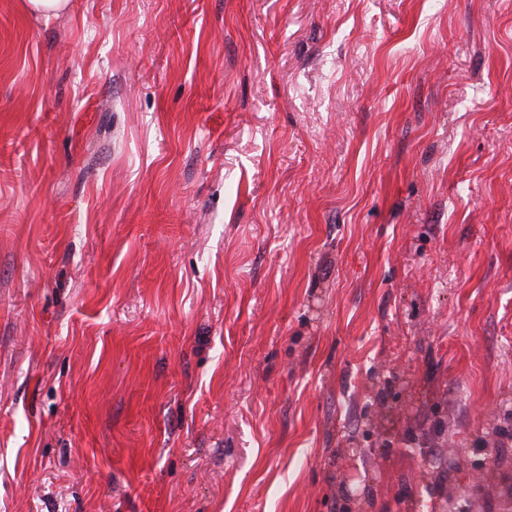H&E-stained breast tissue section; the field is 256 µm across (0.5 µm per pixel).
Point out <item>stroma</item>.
<instances>
[{
  "label": "stroma",
  "instance_id": "stroma-1",
  "mask_svg": "<svg viewBox=\"0 0 512 512\" xmlns=\"http://www.w3.org/2000/svg\"><path fill=\"white\" fill-rule=\"evenodd\" d=\"M512 0H0V512H500Z\"/></svg>",
  "mask_w": 512,
  "mask_h": 512
}]
</instances>
